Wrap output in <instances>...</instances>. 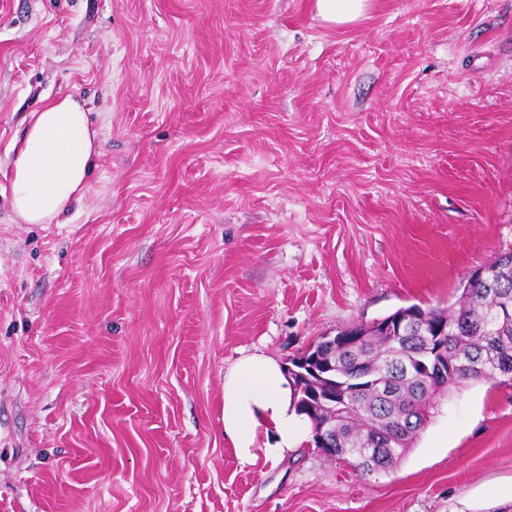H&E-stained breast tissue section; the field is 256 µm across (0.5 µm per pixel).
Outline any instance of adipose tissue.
<instances>
[{"label": "adipose tissue", "instance_id": "1", "mask_svg": "<svg viewBox=\"0 0 512 512\" xmlns=\"http://www.w3.org/2000/svg\"><path fill=\"white\" fill-rule=\"evenodd\" d=\"M100 153L99 135L74 96L31 113L12 162L9 191L16 220L60 223L84 197ZM223 420L225 438L248 466L279 461L312 435L281 364L262 353L241 357L225 374Z\"/></svg>", "mask_w": 512, "mask_h": 512}]
</instances>
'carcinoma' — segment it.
Segmentation results:
<instances>
[{"instance_id": "obj_1", "label": "carcinoma", "mask_w": 512, "mask_h": 512, "mask_svg": "<svg viewBox=\"0 0 512 512\" xmlns=\"http://www.w3.org/2000/svg\"><path fill=\"white\" fill-rule=\"evenodd\" d=\"M489 268L496 270L497 291L468 279L456 305L421 309L428 335L364 336L354 349L336 350L331 374L310 376L305 390L336 397V433L329 438L335 457L365 475L388 470L453 391L498 376L512 384V248ZM435 350L441 376L418 363ZM410 423L396 436L398 426Z\"/></svg>"}]
</instances>
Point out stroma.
<instances>
[{"mask_svg": "<svg viewBox=\"0 0 512 512\" xmlns=\"http://www.w3.org/2000/svg\"><path fill=\"white\" fill-rule=\"evenodd\" d=\"M102 143L18 224L46 99ZM512 247V0H0V512H498L512 386L454 391L389 472L224 438V375L446 307ZM369 0H317L318 15L330 26H347L363 19Z\"/></svg>", "mask_w": 512, "mask_h": 512, "instance_id": "stroma-1", "label": "stroma"}]
</instances>
